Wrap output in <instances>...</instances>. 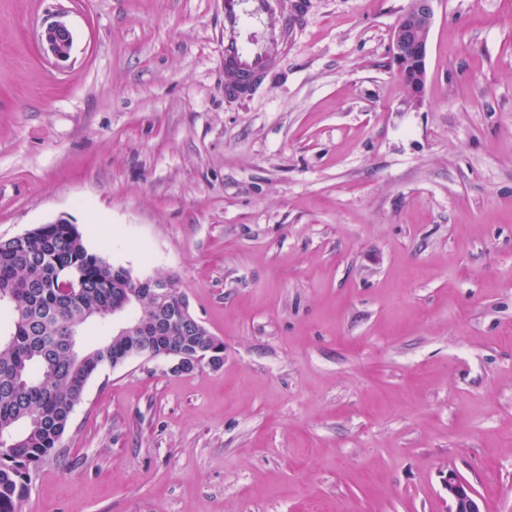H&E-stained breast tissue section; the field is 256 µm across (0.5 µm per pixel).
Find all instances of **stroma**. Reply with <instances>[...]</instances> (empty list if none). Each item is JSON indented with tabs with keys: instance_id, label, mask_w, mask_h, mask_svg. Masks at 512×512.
<instances>
[{
	"instance_id": "35a3bbf8",
	"label": "stroma",
	"mask_w": 512,
	"mask_h": 512,
	"mask_svg": "<svg viewBox=\"0 0 512 512\" xmlns=\"http://www.w3.org/2000/svg\"><path fill=\"white\" fill-rule=\"evenodd\" d=\"M407 5L283 0L236 97L223 0H0V239L76 224L224 342L101 366L21 512H512V0H435L418 106ZM224 0V91L244 94L262 82L270 68L288 50V34L292 33L295 16L283 11L278 0ZM261 19L267 30L262 44L249 46L244 32L250 19ZM434 0H411L392 29V55L416 103L423 100L427 49L434 25ZM414 71L415 78L409 72ZM38 42L48 59L61 62L70 58L73 35L64 22L57 20L43 26L38 34ZM448 491V512H483L481 499L472 484L453 471L443 479Z\"/></svg>"
}]
</instances>
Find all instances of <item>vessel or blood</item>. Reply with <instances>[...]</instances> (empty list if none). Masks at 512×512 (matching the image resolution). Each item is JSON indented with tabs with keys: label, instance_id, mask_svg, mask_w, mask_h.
Masks as SVG:
<instances>
[{
	"label": "vessel or blood",
	"instance_id": "obj_1",
	"mask_svg": "<svg viewBox=\"0 0 512 512\" xmlns=\"http://www.w3.org/2000/svg\"><path fill=\"white\" fill-rule=\"evenodd\" d=\"M264 22V43L248 45L244 32L249 19ZM295 18L279 0H224V90L243 94L259 85L288 49Z\"/></svg>",
	"mask_w": 512,
	"mask_h": 512
}]
</instances>
